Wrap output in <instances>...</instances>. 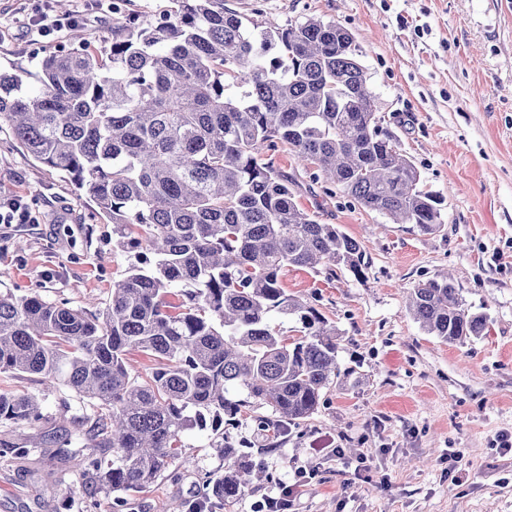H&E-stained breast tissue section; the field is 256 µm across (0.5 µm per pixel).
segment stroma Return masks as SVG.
Here are the masks:
<instances>
[{
    "label": "stroma",
    "instance_id": "35a3bbf8",
    "mask_svg": "<svg viewBox=\"0 0 512 512\" xmlns=\"http://www.w3.org/2000/svg\"><path fill=\"white\" fill-rule=\"evenodd\" d=\"M243 20L276 25L316 18L353 36L384 130L418 168L420 186L443 200V224L426 233L332 196L286 152L273 153L297 200L323 224L362 246L368 269L356 280L343 266L289 268L288 293L316 297L340 338L341 371L359 384L331 386L318 410L288 435L269 438L245 414L229 432L262 459L265 476L232 506L260 512L266 496L304 467L290 512H512V0H224ZM77 29L39 36L35 12L58 16L55 0H0V70L37 82L42 59L72 32L109 51L112 0H71ZM23 197L34 224H0V292L104 311L112 283L137 262L85 191L37 162L0 128V197ZM452 273L472 310L487 313V336L465 345L428 335L408 313L407 292ZM0 391L40 401L35 424L0 423V512H114L113 496L92 489L77 457L110 460L106 448L59 452L46 440L60 417L97 413L92 402L36 376L0 374ZM219 435L183 436L185 463L129 493L123 512H155L166 502L189 512L206 474L223 470ZM343 448V456L333 447ZM26 455H16V448ZM456 454L466 475L448 477ZM369 472L355 476L358 457Z\"/></svg>",
    "mask_w": 512,
    "mask_h": 512
}]
</instances>
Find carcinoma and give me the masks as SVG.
I'll use <instances>...</instances> for the list:
<instances>
[{"mask_svg": "<svg viewBox=\"0 0 512 512\" xmlns=\"http://www.w3.org/2000/svg\"><path fill=\"white\" fill-rule=\"evenodd\" d=\"M173 2L164 18L117 19L104 56L82 42L46 57L34 87L0 73V123L86 190L120 247L149 253L113 282L100 317L0 294V374L38 376L104 409L60 430L66 445L110 450L106 465L77 466L115 494L190 463L186 431L221 433L224 470L206 476L203 497L228 506L264 470L220 432L224 421L267 406L258 429L285 434L340 379L336 326L288 294L282 272L343 265L362 281L368 269L361 245L303 209L265 154L288 149L314 179L395 224L432 233L443 218L441 200L381 133L346 29L315 18L246 25L224 0ZM408 310L445 343L489 328L448 276L418 283ZM274 314L294 318L299 335H280ZM135 350L154 360L149 372H129ZM39 419L36 396L0 393V422Z\"/></svg>", "mask_w": 512, "mask_h": 512, "instance_id": "cac0c4a2", "label": "carcinoma"}]
</instances>
